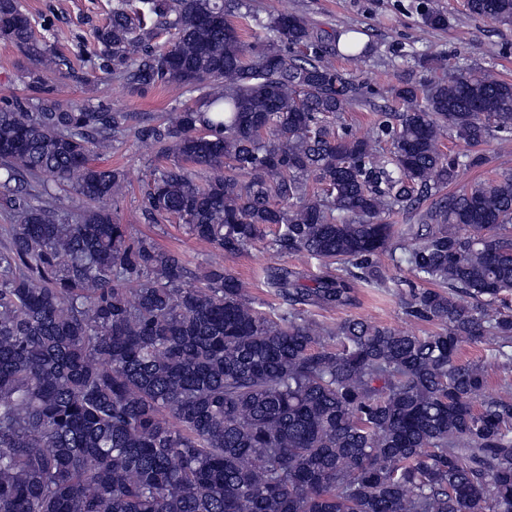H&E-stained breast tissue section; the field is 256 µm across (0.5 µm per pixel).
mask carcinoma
<instances>
[{"mask_svg":"<svg viewBox=\"0 0 512 512\" xmlns=\"http://www.w3.org/2000/svg\"><path fill=\"white\" fill-rule=\"evenodd\" d=\"M466 5L512 24V0ZM0 40L34 85L57 65L19 0H0ZM97 45L135 89L198 96L143 120L0 101V512H512V393L460 358L489 343L512 372V174L448 192L479 147L512 140V82L428 51L435 76L353 137L359 85L335 58L371 52L355 28L249 0H115ZM449 135L467 150L443 153ZM130 139L172 158L147 216L228 256L273 234L279 307L100 206L127 181L94 158ZM288 254L321 274L306 283ZM386 254L428 284L399 303L434 331L307 316L358 306L359 282L391 290Z\"/></svg>","mask_w":512,"mask_h":512,"instance_id":"1","label":"carcinoma"}]
</instances>
